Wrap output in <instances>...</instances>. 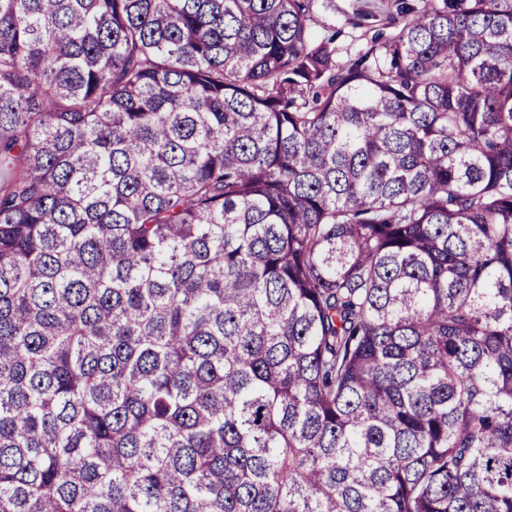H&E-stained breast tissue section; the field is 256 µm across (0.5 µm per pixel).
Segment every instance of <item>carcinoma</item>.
<instances>
[{
  "mask_svg": "<svg viewBox=\"0 0 512 512\" xmlns=\"http://www.w3.org/2000/svg\"><path fill=\"white\" fill-rule=\"evenodd\" d=\"M0 0V512H512V0ZM395 1L318 0L316 11L324 27H317L315 34L322 38L336 31V58L344 63L368 49L375 38H387L398 31L400 18ZM356 13L365 17L360 18L361 25L354 27L348 19Z\"/></svg>",
  "mask_w": 512,
  "mask_h": 512,
  "instance_id": "obj_1",
  "label": "carcinoma"
}]
</instances>
